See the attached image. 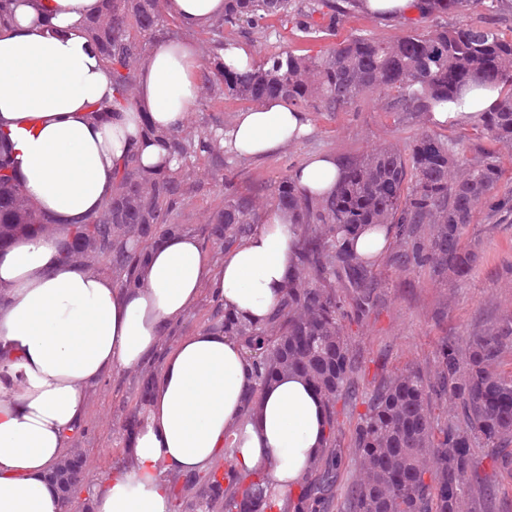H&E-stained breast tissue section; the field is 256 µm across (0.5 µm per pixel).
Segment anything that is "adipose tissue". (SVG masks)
<instances>
[{"instance_id":"1","label":"adipose tissue","mask_w":512,"mask_h":512,"mask_svg":"<svg viewBox=\"0 0 512 512\" xmlns=\"http://www.w3.org/2000/svg\"><path fill=\"white\" fill-rule=\"evenodd\" d=\"M166 8L184 27L200 29L223 15L224 0H167ZM100 9V0H12L0 26V129L10 135L32 201L55 219L0 251V512H62L48 473L66 456L87 389L112 368L139 366L202 285L227 314L262 325L296 263L300 228L276 208L217 264L194 236H165L148 247L137 288L62 261L69 230L111 198L114 162L132 150L146 172L168 166L144 128H182L199 97L197 48L161 41L138 68L135 108L94 119L92 105L112 95L102 54L85 30ZM498 98L496 90L474 89L435 109L432 119L475 120ZM308 130L303 112L272 101L240 112L224 145L258 157ZM342 177L330 153L311 155L292 174L313 196L331 194ZM254 384L235 337L204 328L179 340L130 436V466L98 490L94 512H172L168 476L205 473L226 457L237 470L261 472L264 491L285 506L322 449L323 402L305 379L285 375L249 409Z\"/></svg>"}]
</instances>
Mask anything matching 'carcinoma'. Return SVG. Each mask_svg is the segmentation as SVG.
<instances>
[{
	"label": "carcinoma",
	"mask_w": 512,
	"mask_h": 512,
	"mask_svg": "<svg viewBox=\"0 0 512 512\" xmlns=\"http://www.w3.org/2000/svg\"><path fill=\"white\" fill-rule=\"evenodd\" d=\"M101 13L87 26L89 38L104 58L112 84V100L93 106L100 115L136 105V67L157 37L171 34L160 0H103ZM509 0H418L423 15L464 13L478 5L498 10ZM357 0H227L224 16L211 30L210 66L205 80L211 98L226 95L256 105L282 98L289 104L323 112H338L377 89L397 88L391 103L396 112H431L454 99L463 87L480 80L491 88H508L496 108L482 119V133L492 143L512 141V39L498 30L465 24L423 32L410 31L390 44L355 35L320 57L297 55L286 48L268 50L246 72L221 62V52L234 45L224 33H248L265 28L273 16L296 20L307 40L335 36L336 18ZM320 20H314V15ZM177 167L147 174L134 152L113 165L111 220L89 219L71 229L61 247L62 258L76 251L112 258V273L122 288L138 285L142 256L133 243L149 244L171 232L186 231L173 213L196 188L193 159L224 154L223 132L192 133L181 128L158 132L145 126ZM0 129V242L49 223L20 181ZM464 156L457 142L423 133L404 148L385 147L347 166L336 193L327 197L303 194L288 177L276 190L277 207L301 226L297 263L280 305L263 326L229 315L215 327L238 339L257 381L246 403L283 372L306 379L325 402L327 434L317 458L296 495L288 497V512H329L333 489L341 480L343 450L336 439L340 400L358 397L360 362L343 333L345 307L362 318L368 309L375 276L370 264L348 249L345 237L362 224H392L406 249L404 263L417 261L438 275L465 278L477 261L464 240L468 224L481 208L506 211L512 190L501 191V172L489 161ZM461 176L449 178L451 169ZM223 205L202 229L204 240L226 249L247 236L258 223L252 198L224 175ZM353 290L349 297L342 285ZM512 352V316L498 326L476 332L464 342L445 339L437 348L434 373L409 367L389 375L364 400L352 445L357 448L362 476L347 485L344 512H457L467 485L478 481L488 463L497 472L512 467V375L498 365ZM454 401L462 419L434 426L435 406ZM83 460L73 459L62 482L75 490L82 482ZM258 473L242 475L229 468L213 471L202 491L182 497L179 512H208L224 502V512H272L260 488Z\"/></svg>",
	"instance_id": "carcinoma-1"
}]
</instances>
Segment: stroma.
I'll return each mask as SVG.
<instances>
[{"instance_id":"stroma-1","label":"stroma","mask_w":512,"mask_h":512,"mask_svg":"<svg viewBox=\"0 0 512 512\" xmlns=\"http://www.w3.org/2000/svg\"><path fill=\"white\" fill-rule=\"evenodd\" d=\"M270 23L268 30L246 38V45L257 50L275 41L306 56L322 55L328 47L324 40L297 37L294 24L283 23L276 17ZM462 23L489 25L511 37L512 9L436 13L425 19L415 12L406 19H383L359 9L337 24L335 39L341 42L361 33L388 43L413 27L450 28ZM394 95L393 89H381L339 112L307 111L309 134L269 156L241 158L228 153L218 163L199 157L192 166L197 188L180 205L178 221L185 224L188 234L200 236L210 214L222 200L217 184L222 174H235L239 191L255 199L265 211L274 205L273 197L281 178L292 174L310 155L326 152L345 162L387 146L404 147L425 131L461 138L470 158L484 152L493 153L503 171L502 187L512 188V143H490L480 125L474 122L442 125L433 123L426 115L414 118L390 111L388 103ZM248 107V102L230 96L211 99L208 88H201L186 128L199 133L229 129L238 113ZM468 236L476 240L480 260L464 280L436 275L426 267H399L392 260L393 254L403 249L399 241L392 245L390 255L374 264L377 289L372 309L361 319L343 320L345 333L350 336L361 362V394L371 393L383 377L409 365L435 371V350L440 341L463 340L471 333L496 326L503 317L512 316V211L476 212ZM215 311L210 291L202 290L196 304L164 332L157 351L145 362L132 369L114 368L87 391V415L68 440L70 452L82 454L85 461L84 478L70 501L71 506L80 512L92 507L97 487L118 468L128 465L124 420L139 408L137 393L142 379L157 376L165 354L175 342L211 325ZM336 409L337 435L344 449L341 482L346 485L361 475L351 438L365 407L361 402L350 401L337 404ZM458 512H512V474L505 471L498 474L495 495L491 498L477 487H468Z\"/></svg>"}]
</instances>
